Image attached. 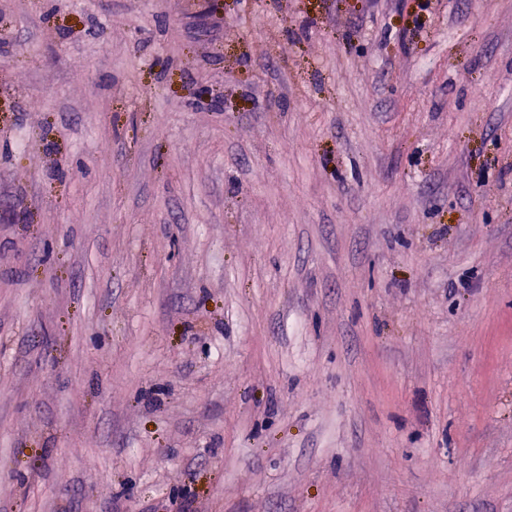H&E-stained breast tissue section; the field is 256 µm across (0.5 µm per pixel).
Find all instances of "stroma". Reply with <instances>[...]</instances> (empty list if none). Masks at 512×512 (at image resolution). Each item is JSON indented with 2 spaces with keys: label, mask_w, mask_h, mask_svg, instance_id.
<instances>
[{
  "label": "stroma",
  "mask_w": 512,
  "mask_h": 512,
  "mask_svg": "<svg viewBox=\"0 0 512 512\" xmlns=\"http://www.w3.org/2000/svg\"><path fill=\"white\" fill-rule=\"evenodd\" d=\"M0 512H512V0H0Z\"/></svg>",
  "instance_id": "obj_1"
}]
</instances>
